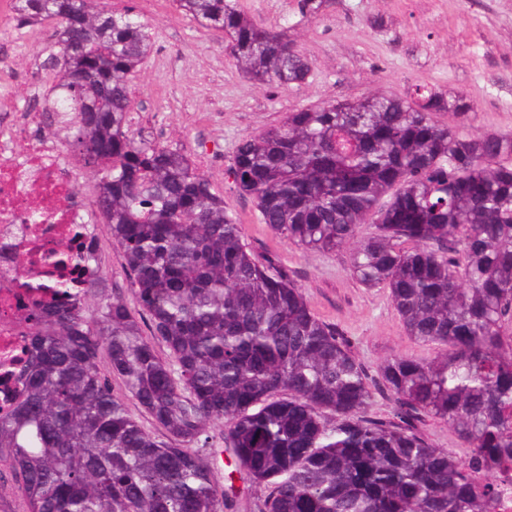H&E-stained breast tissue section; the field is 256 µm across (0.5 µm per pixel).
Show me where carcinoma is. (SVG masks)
I'll return each mask as SVG.
<instances>
[{
    "mask_svg": "<svg viewBox=\"0 0 512 512\" xmlns=\"http://www.w3.org/2000/svg\"><path fill=\"white\" fill-rule=\"evenodd\" d=\"M13 2L18 24L57 25L46 64L64 75L48 111L98 181L150 323L146 336L97 281L30 314L27 390L0 415L21 512H224L213 424L258 512H497V487L476 473L512 471V139L438 123L448 102L417 85L290 112L238 143L233 185L260 221L299 248L352 246L353 276L388 289L407 334L436 350L388 358L374 378L277 261L250 249L191 160L130 134L128 76L150 52L148 24L107 9L106 29L97 0ZM176 2L224 33L258 84L307 82L288 28L254 24L235 0ZM103 352L169 441L113 394ZM374 389L391 395V418L363 415ZM426 417L468 454L433 447Z\"/></svg>",
    "mask_w": 512,
    "mask_h": 512,
    "instance_id": "carcinoma-1",
    "label": "carcinoma"
}]
</instances>
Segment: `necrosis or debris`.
Here are the masks:
<instances>
[{
  "label": "necrosis or debris",
  "mask_w": 512,
  "mask_h": 512,
  "mask_svg": "<svg viewBox=\"0 0 512 512\" xmlns=\"http://www.w3.org/2000/svg\"><path fill=\"white\" fill-rule=\"evenodd\" d=\"M40 112L0 113V409L8 410L26 392L21 374L28 359L26 311L54 302L46 283L57 275L78 299L99 267L85 257L96 251L97 222L91 198L82 186L81 158L62 149L40 127ZM40 219H32L33 210ZM67 245L78 258L57 271L52 254ZM41 288L24 287V280Z\"/></svg>",
  "instance_id": "necrosis-or-debris-1"
}]
</instances>
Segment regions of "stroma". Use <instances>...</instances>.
<instances>
[{
    "label": "stroma",
    "instance_id": "stroma-1",
    "mask_svg": "<svg viewBox=\"0 0 512 512\" xmlns=\"http://www.w3.org/2000/svg\"><path fill=\"white\" fill-rule=\"evenodd\" d=\"M134 7L152 30V48L132 74L130 129L186 154L240 220L245 241L271 257L302 289L310 308L349 340L369 372L391 356L430 359L432 348L411 338L383 288H369L349 270L345 249L304 250L261 224L252 197L237 192L230 166L238 142L279 124L288 113L323 102H354L372 94L402 95L414 85L447 100L436 119L470 133L512 138V0H325L301 16L295 0H236L257 25H289L311 71L306 84L269 89L227 55L224 36L199 26L175 0H101ZM55 25L15 27L0 42V111L44 110L60 70L43 69L48 88L31 84L43 68ZM466 115H458L459 104ZM215 478L230 489L229 512H257L258 490L234 473L230 453L217 455Z\"/></svg>",
    "mask_w": 512,
    "mask_h": 512
}]
</instances>
